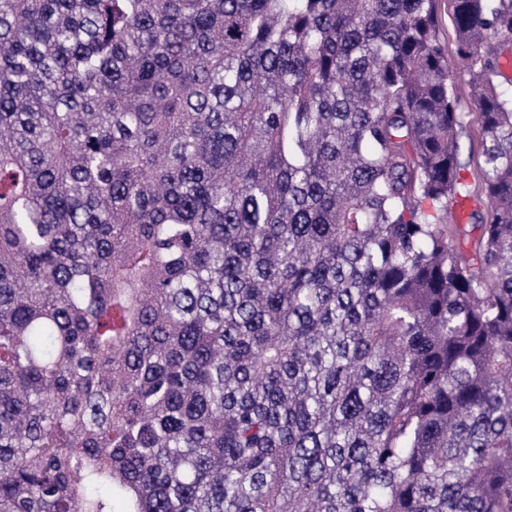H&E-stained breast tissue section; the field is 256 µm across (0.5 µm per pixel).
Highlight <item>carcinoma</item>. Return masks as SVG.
Listing matches in <instances>:
<instances>
[{
  "label": "carcinoma",
  "instance_id": "cac0c4a2",
  "mask_svg": "<svg viewBox=\"0 0 512 512\" xmlns=\"http://www.w3.org/2000/svg\"><path fill=\"white\" fill-rule=\"evenodd\" d=\"M0 0V512H512V0ZM447 1L448 0H440L438 2V37L447 48L448 68L454 81L457 86L465 92L467 91L469 76L466 68L460 63L456 54L454 25ZM498 72L495 82L500 92L506 97H512V42L502 46ZM478 136V121L475 116L472 118V122L467 130V133L461 138L463 156L468 158L470 156L471 167L469 172H465L464 175L467 177L468 182L473 183V173L479 171V166L482 164V148L479 144Z\"/></svg>",
  "mask_w": 512,
  "mask_h": 512
}]
</instances>
